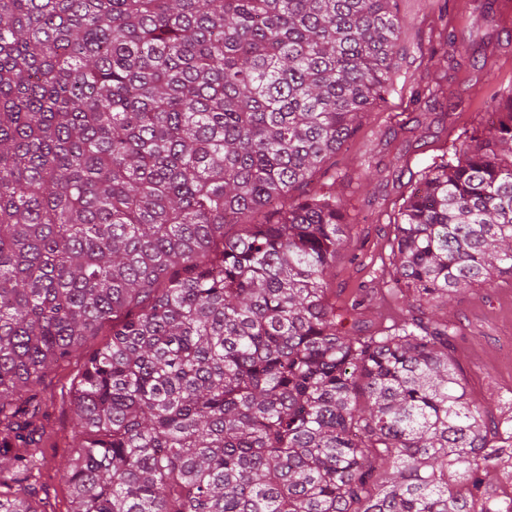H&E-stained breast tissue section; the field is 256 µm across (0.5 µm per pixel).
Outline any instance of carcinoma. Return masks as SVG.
<instances>
[{"label":"carcinoma","mask_w":512,"mask_h":512,"mask_svg":"<svg viewBox=\"0 0 512 512\" xmlns=\"http://www.w3.org/2000/svg\"><path fill=\"white\" fill-rule=\"evenodd\" d=\"M396 0H0V512H492L512 460L440 311L512 275V103L394 222L401 318L343 332L336 195L295 191L385 99ZM109 325L112 339L93 343ZM83 361V357L77 355L69 364L55 367L40 392L46 432L41 448L44 466L39 480L43 492L39 495L45 499L44 502L61 512H65L69 504L66 487L59 480V469L72 459L75 451L67 437L73 420L68 391L72 379L81 372Z\"/></svg>","instance_id":"1"}]
</instances>
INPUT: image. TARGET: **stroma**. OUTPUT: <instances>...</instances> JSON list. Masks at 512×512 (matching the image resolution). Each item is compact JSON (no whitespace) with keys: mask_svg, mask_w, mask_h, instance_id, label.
<instances>
[{"mask_svg":"<svg viewBox=\"0 0 512 512\" xmlns=\"http://www.w3.org/2000/svg\"><path fill=\"white\" fill-rule=\"evenodd\" d=\"M482 2L396 0L400 34L392 86L337 152L334 174L313 184L335 193L349 222L347 246L329 275L337 303L360 285H376L358 317L362 329H384L401 314V301L387 293L392 280L375 277L392 270L393 222L420 174L451 157L496 108L512 101V0H495L489 19L481 15ZM452 33L471 45V55H453L447 45ZM435 85L442 89L437 102L418 98V91ZM442 315L456 332L454 361L471 398L489 407L492 421L512 416V275L460 290ZM82 367L79 356L55 367L40 392L46 417L40 483L56 512L68 506L59 471L74 454L68 391Z\"/></svg>","mask_w":512,"mask_h":512,"instance_id":"35a3bbf8","label":"stroma"}]
</instances>
